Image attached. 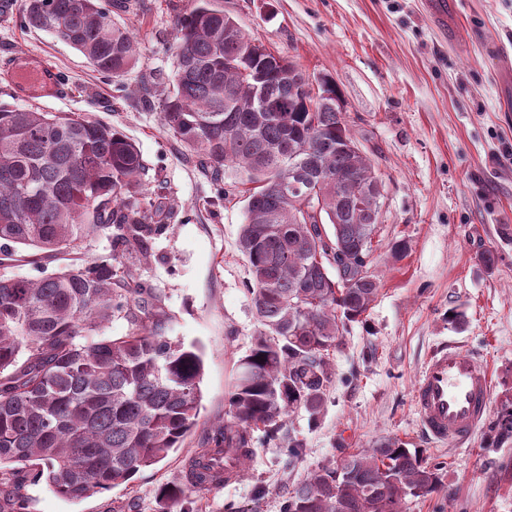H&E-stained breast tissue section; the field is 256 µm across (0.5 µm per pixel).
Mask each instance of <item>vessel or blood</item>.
I'll list each match as a JSON object with an SVG mask.
<instances>
[{
	"label": "vessel or blood",
	"mask_w": 512,
	"mask_h": 512,
	"mask_svg": "<svg viewBox=\"0 0 512 512\" xmlns=\"http://www.w3.org/2000/svg\"><path fill=\"white\" fill-rule=\"evenodd\" d=\"M5 70L23 98H59L66 88L60 73L32 55L9 56ZM491 373L476 354L457 343L442 344L419 373L412 403L423 433L440 446H463L485 421Z\"/></svg>",
	"instance_id": "vessel-or-blood-1"
}]
</instances>
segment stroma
<instances>
[{
	"label": "stroma",
	"mask_w": 512,
	"mask_h": 512,
	"mask_svg": "<svg viewBox=\"0 0 512 512\" xmlns=\"http://www.w3.org/2000/svg\"><path fill=\"white\" fill-rule=\"evenodd\" d=\"M14 2L0 13V59L42 57L65 75L68 92L33 103L0 72V103L79 113L136 143L148 198L173 214L149 259L128 265L160 299L169 335L199 343L205 362L199 426L177 452L78 502L20 482L25 512H158L161 486L181 479L225 420L237 363L258 329L237 247L244 201L183 155L138 93L150 75L170 76L174 21L187 0H127L113 12L139 47L119 82L53 34L27 28L23 0ZM447 2L442 30L426 0H224L250 38L335 81L351 132L385 185L373 239L380 292L333 354L318 420L290 413L276 438L255 443L241 479L187 494L176 512H285L289 492L312 471L388 438L418 451L440 480L438 491L407 497L402 512H512V438L485 425L464 449L437 447L412 405L428 355L454 341L491 368L490 420L512 411V243L498 232L512 225V0ZM488 251L489 265L481 259ZM293 438L301 442L295 457Z\"/></svg>",
	"instance_id": "1"
}]
</instances>
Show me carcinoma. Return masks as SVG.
<instances>
[{
  "mask_svg": "<svg viewBox=\"0 0 512 512\" xmlns=\"http://www.w3.org/2000/svg\"><path fill=\"white\" fill-rule=\"evenodd\" d=\"M188 3L169 86L148 104L202 170L245 186L237 245L259 328L238 363L229 420L183 482L162 489L161 512L237 475L255 432L275 436L298 408L319 417L330 355L379 294L372 240L384 184L335 86L247 36L224 0ZM23 16L114 81L137 60L112 0H25ZM146 174L137 145L110 126L0 104V266L18 261V245L71 256L38 280L0 277V467H33L34 481L70 501L129 482L198 425L202 352L166 335L158 297L131 286L125 263L148 255L161 216L142 198ZM112 229L109 255L79 257ZM118 319L128 332L105 335ZM437 488L419 454L385 439L311 472L286 512H401L407 496ZM22 509L0 471V512Z\"/></svg>",
  "mask_w": 512,
  "mask_h": 512,
  "instance_id": "obj_1",
  "label": "carcinoma"
}]
</instances>
